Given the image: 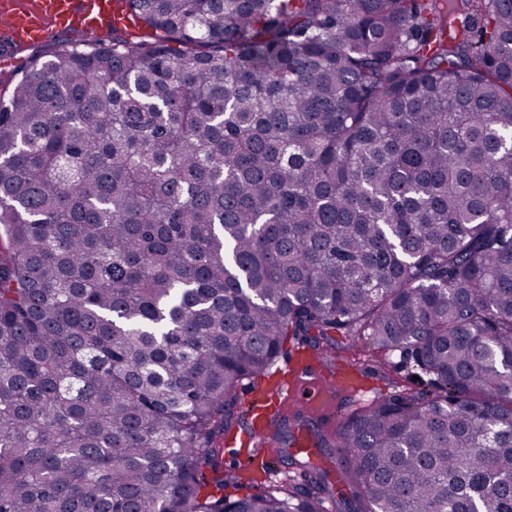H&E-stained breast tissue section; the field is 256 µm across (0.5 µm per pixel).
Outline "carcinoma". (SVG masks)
<instances>
[{
  "label": "carcinoma",
  "mask_w": 512,
  "mask_h": 512,
  "mask_svg": "<svg viewBox=\"0 0 512 512\" xmlns=\"http://www.w3.org/2000/svg\"><path fill=\"white\" fill-rule=\"evenodd\" d=\"M117 2L0 90V512H512V0ZM290 338L418 386L227 500ZM239 448H232L229 444L225 445L224 441V450L223 453L219 456V465L220 469L224 470V473L227 474H238L239 477H243L247 469H242L243 464L246 461V458L242 454H238L236 450ZM277 472L275 475L271 476L267 480L262 481H246L243 478L238 483H230L224 487V496H242L245 494H253L259 493L265 489H268L269 486L276 485L283 478L284 469L280 467H275Z\"/></svg>",
  "instance_id": "obj_1"
}]
</instances>
